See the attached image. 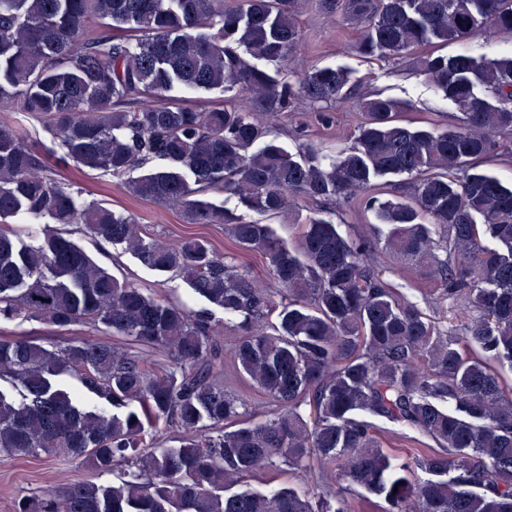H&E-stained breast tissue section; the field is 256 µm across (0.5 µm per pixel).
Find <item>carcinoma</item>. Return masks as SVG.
Returning <instances> with one entry per match:
<instances>
[{
  "instance_id": "cac0c4a2",
  "label": "carcinoma",
  "mask_w": 512,
  "mask_h": 512,
  "mask_svg": "<svg viewBox=\"0 0 512 512\" xmlns=\"http://www.w3.org/2000/svg\"><path fill=\"white\" fill-rule=\"evenodd\" d=\"M361 25L357 49L400 60L411 49L479 32L512 40V0H0V111L40 120L74 164L121 180L130 194L180 209L190 224H226L267 260L273 287L201 238L170 243L133 213L84 204L19 129L0 124V319L92 324L157 349L170 366L148 372L114 345L52 350L0 340V453L65 456L110 484L70 483L17 502L15 512H349L345 487L384 502L382 512H512V185L482 164L512 156V47L494 59L432 51L418 70L459 113L419 129L380 93L355 102L354 146L321 163L288 151L259 112L301 101L328 107L351 94V72L316 67L293 82L288 64L305 41L300 9ZM272 69H264L258 62ZM219 91L191 104L176 90ZM405 175L398 201L374 180ZM234 197L268 217L301 201L368 193L386 228L349 239L313 216L289 243L259 220L208 200ZM48 217L123 244L238 320L233 362L269 400L261 415L224 386V349L212 312L127 285L62 231L24 244L8 218ZM386 252L433 269L447 287L448 326L396 295L369 263ZM278 311L271 326L265 320ZM82 380L112 406H88L59 382ZM310 407V419L301 408ZM386 419L436 445L427 458L391 459L365 417ZM184 435L177 448H144L145 424ZM321 480L304 491L244 484L282 466Z\"/></svg>"
}]
</instances>
